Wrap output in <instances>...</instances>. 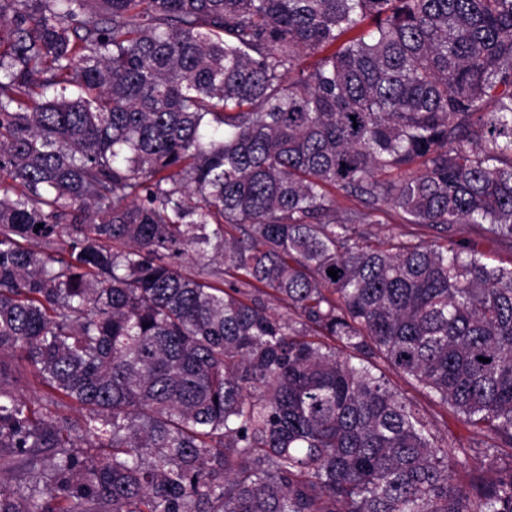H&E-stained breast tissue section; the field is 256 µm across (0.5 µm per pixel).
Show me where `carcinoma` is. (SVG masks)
Here are the masks:
<instances>
[{"label":"carcinoma","instance_id":"obj_1","mask_svg":"<svg viewBox=\"0 0 512 512\" xmlns=\"http://www.w3.org/2000/svg\"><path fill=\"white\" fill-rule=\"evenodd\" d=\"M474 235L512 250V0H0V357L47 389L0 360V512H512ZM377 237L381 240H385L390 237H400L408 234H421L425 235V238H429L428 232L424 229H420L408 224H398L397 221H384V224H380L375 228ZM19 371L17 391L32 405L37 407L44 401L45 388L39 384L37 378L32 373L31 367L26 363L22 362L19 366ZM392 384L401 391L404 396L416 403L427 415L433 425L441 432L456 441L467 445L471 442L473 433L471 429L460 421L451 411L438 406L428 400L415 385L396 375H390Z\"/></svg>","mask_w":512,"mask_h":512}]
</instances>
